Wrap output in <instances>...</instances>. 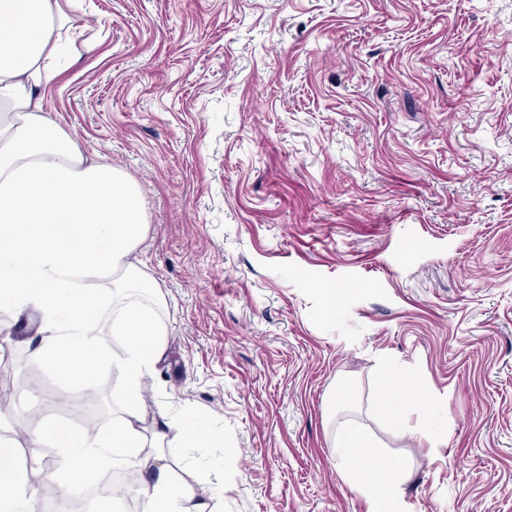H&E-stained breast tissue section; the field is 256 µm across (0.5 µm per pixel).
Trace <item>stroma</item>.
Segmentation results:
<instances>
[{
	"mask_svg": "<svg viewBox=\"0 0 512 512\" xmlns=\"http://www.w3.org/2000/svg\"><path fill=\"white\" fill-rule=\"evenodd\" d=\"M81 60L46 99L82 151L133 181L137 265L165 355L141 427L197 412L220 448L156 464L224 512H367L335 421L407 465L411 512H512V0H83ZM34 315L0 309V418L28 457L66 401L120 415L116 369L47 375ZM424 405L394 437L368 411L387 367ZM82 512H129L132 469Z\"/></svg>",
	"mask_w": 512,
	"mask_h": 512,
	"instance_id": "35a3bbf8",
	"label": "stroma"
}]
</instances>
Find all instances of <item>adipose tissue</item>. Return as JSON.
<instances>
[{
    "mask_svg": "<svg viewBox=\"0 0 512 512\" xmlns=\"http://www.w3.org/2000/svg\"><path fill=\"white\" fill-rule=\"evenodd\" d=\"M79 0H0V307L36 313L44 370L85 390L102 364L119 369L112 393L122 414L95 433L60 430L48 418L32 447L50 446L55 469L71 474L147 465L142 450L143 377L164 356L163 330L149 299L152 284L134 263L148 230L136 185L108 163L85 156L78 142L45 112L60 79L61 58L76 62L70 33ZM124 337L121 356L102 344L104 333ZM423 399L409 376L388 369L370 404L394 434L410 431ZM171 448H220L222 435L184 412L158 432ZM337 446L348 458V484L368 512H408L402 463H380L370 440L344 422ZM16 444L0 433V512H36L38 489L14 460ZM141 512H214L205 486L177 481L169 469L137 492Z\"/></svg>",
    "mask_w": 512,
    "mask_h": 512,
    "instance_id": "1",
    "label": "adipose tissue"
}]
</instances>
